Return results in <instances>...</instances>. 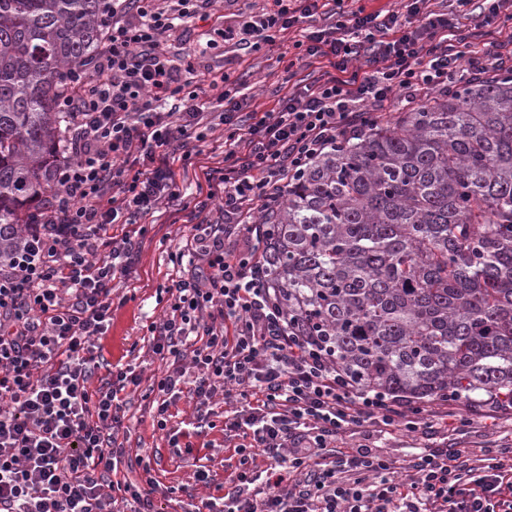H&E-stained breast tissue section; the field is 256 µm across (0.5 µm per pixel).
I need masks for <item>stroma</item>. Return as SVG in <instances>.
Wrapping results in <instances>:
<instances>
[{
    "label": "stroma",
    "instance_id": "1",
    "mask_svg": "<svg viewBox=\"0 0 512 512\" xmlns=\"http://www.w3.org/2000/svg\"><path fill=\"white\" fill-rule=\"evenodd\" d=\"M207 28V22L197 20L172 34L174 56L191 52L200 65L227 72L239 91L242 112L276 111L279 99L295 86L285 69L287 59L295 54L291 42L279 41L252 54L231 43L210 49L204 37ZM186 232L185 225L177 222L173 207L166 204L159 207L152 221L141 224L139 253L130 275L132 284L116 288L112 321L96 343L99 367L91 386L102 387L115 366L142 370L140 387L119 394L126 432L118 440L124 447L148 455L161 487L175 488L186 512H192L201 499L224 496L240 456L234 447L224 444L223 405H209L210 423L205 427L200 424L194 401L186 394L170 406L166 430L154 428L150 414V379L162 375L165 366L152 356L144 336L148 325L165 310L167 302L161 289L173 274L168 254ZM382 446L403 467L426 446L466 448L476 455L487 448L512 447V411L499 414L493 421L475 415L467 422L449 419L444 429L427 428L415 433L399 430L386 436ZM202 464L211 475L206 486L194 479Z\"/></svg>",
    "mask_w": 512,
    "mask_h": 512
}]
</instances>
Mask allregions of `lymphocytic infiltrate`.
I'll list each match as a JSON object with an SVG mask.
<instances>
[{"label":"lymphocytic infiltrate","mask_w":512,"mask_h":512,"mask_svg":"<svg viewBox=\"0 0 512 512\" xmlns=\"http://www.w3.org/2000/svg\"><path fill=\"white\" fill-rule=\"evenodd\" d=\"M451 15L430 0H404L386 14H344L326 29L303 28L323 0H267L235 27L212 21L215 0H112L105 42L66 76L63 111L75 134L72 162L60 166L53 199L27 217V241L0 264V512H165L150 461L139 480L123 477L126 451L118 393L140 386L129 368L91 389L94 343L112 318V283L128 278L130 233L111 228L180 200V169L195 193L221 199V221L189 215L170 261L178 273L168 305L147 327L167 365L154 380L153 420L166 429L182 391L200 404L237 398L225 435L256 448L265 469L242 466L223 504L204 512H512V450L471 458L459 448H427L399 477L379 446L333 449L349 428L385 435L416 431L408 401L358 388L332 358L327 340L305 335L266 281L253 216L323 150L359 136L389 103L411 106L451 89L458 72L488 64L512 71V0H456ZM207 34L249 52L290 30L312 66L302 91L278 109L238 114L229 77L170 59L167 36L194 18ZM224 105L222 148L189 149L211 101Z\"/></svg>","instance_id":"1"}]
</instances>
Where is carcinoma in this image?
<instances>
[{"label": "carcinoma", "instance_id": "carcinoma-1", "mask_svg": "<svg viewBox=\"0 0 512 512\" xmlns=\"http://www.w3.org/2000/svg\"><path fill=\"white\" fill-rule=\"evenodd\" d=\"M105 0H0V261L57 188L65 71ZM260 244L287 312L365 390L428 405L512 398V76L424 98L314 158Z\"/></svg>", "mask_w": 512, "mask_h": 512}]
</instances>
